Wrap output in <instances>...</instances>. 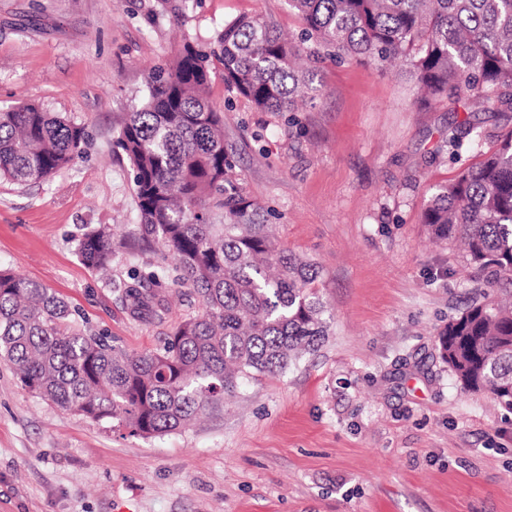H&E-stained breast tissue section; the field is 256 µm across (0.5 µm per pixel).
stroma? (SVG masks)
<instances>
[{
    "instance_id": "obj_1",
    "label": "stroma",
    "mask_w": 512,
    "mask_h": 512,
    "mask_svg": "<svg viewBox=\"0 0 512 512\" xmlns=\"http://www.w3.org/2000/svg\"><path fill=\"white\" fill-rule=\"evenodd\" d=\"M242 15L300 44L315 98L261 112L218 78L209 97L280 247L320 270L329 334L284 373L243 380L222 407L151 439L42 400L0 358V512H512V413L464 391L436 349L485 283L422 222L431 187L489 146L467 135L452 152L449 130L493 133L498 121L464 96L421 102L402 65L310 60L317 45L285 0H190L180 17L157 0H0V109L35 103L88 132L49 180H0V269L130 354L201 313L169 279L161 316L118 296L134 271L177 261L139 239L113 141L151 70ZM100 224L117 228L105 274L77 252Z\"/></svg>"
}]
</instances>
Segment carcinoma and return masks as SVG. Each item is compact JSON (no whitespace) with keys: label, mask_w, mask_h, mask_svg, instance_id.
Returning a JSON list of instances; mask_svg holds the SVG:
<instances>
[{"label":"carcinoma","mask_w":512,"mask_h":512,"mask_svg":"<svg viewBox=\"0 0 512 512\" xmlns=\"http://www.w3.org/2000/svg\"><path fill=\"white\" fill-rule=\"evenodd\" d=\"M306 39L334 58L406 62L428 100L490 102L512 112V0H287ZM296 51L259 17L224 23L213 41H186L149 76L148 94L116 138L128 160L145 240L178 258L174 283L203 313L176 326L154 351L128 355L87 333L76 312L39 283L0 271V357L36 396L133 437L186 427L224 404L241 379L286 371L327 336L318 271L276 244L269 212L240 186L224 120L207 90L212 76L262 112H294L307 85ZM88 134L34 103L0 111V180L44 182L82 154ZM492 149L432 188L423 223L462 244L490 287L512 284V129ZM112 231L80 241L95 270L112 263ZM140 315L159 299L141 283L118 289ZM441 359L472 392L512 410V309L489 292L437 336Z\"/></svg>","instance_id":"obj_1"}]
</instances>
